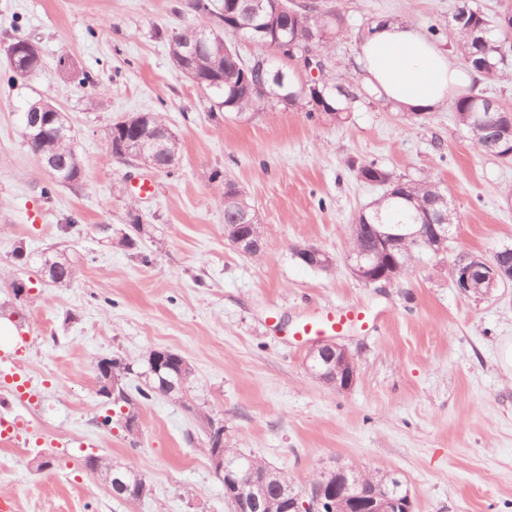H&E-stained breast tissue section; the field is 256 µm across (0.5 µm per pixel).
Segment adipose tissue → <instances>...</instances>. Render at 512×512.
<instances>
[{
	"label": "adipose tissue",
	"mask_w": 512,
	"mask_h": 512,
	"mask_svg": "<svg viewBox=\"0 0 512 512\" xmlns=\"http://www.w3.org/2000/svg\"><path fill=\"white\" fill-rule=\"evenodd\" d=\"M364 84L405 112H428L455 91L460 78L447 51L407 22L375 21L360 45Z\"/></svg>",
	"instance_id": "adipose-tissue-1"
}]
</instances>
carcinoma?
Wrapping results in <instances>:
<instances>
[{"label": "carcinoma", "instance_id": "obj_1", "mask_svg": "<svg viewBox=\"0 0 512 512\" xmlns=\"http://www.w3.org/2000/svg\"><path fill=\"white\" fill-rule=\"evenodd\" d=\"M253 0H224V13L215 11L213 0H189V7L196 20L185 27L176 28L168 36L169 52L176 70L186 66L202 80L197 88L213 96L216 104L226 112L237 115L254 114L271 105L285 109L300 108L310 121L318 117H334L338 121L346 119L347 112L358 101V95L336 84L332 71L322 72L318 83L312 84L303 92L296 87L288 72L278 73L271 70L260 77L252 65L240 58L232 43H211L195 57L184 61L181 57L183 43L199 38L201 32L214 29L219 36L236 32V26L249 21L250 27L239 35L261 43L278 42L289 47L300 57L312 49L319 56H327L334 42L346 33L344 14L333 6H327L318 0H310L291 10L281 11L275 0H267L265 10L252 13ZM460 29L466 37L457 41L461 55L467 65L479 71L487 78L503 75L506 63L503 62L502 48L507 40V31L501 27L491 29L476 0H460L453 15L450 29ZM29 56L32 65L26 73H13L11 80H26L35 77L44 70V61L40 47L31 43ZM224 74V83L217 85L212 79ZM457 122L470 134L474 148L483 151L485 144L481 128L512 126V103L496 102L491 110L475 100L472 91L457 95L451 104ZM30 147L45 158L55 159L63 171L74 175L82 172V161L75 145L74 133H68V139L59 140L48 129L40 141L29 142ZM357 180L383 188V193L368 204L356 223L360 224L359 236H350V246H370L374 242L372 226L375 224L416 223L425 224L429 215L441 209L438 195L444 192L440 184L428 177L419 179L397 175L393 171L373 161L348 162ZM423 255L417 247H412L409 255L398 257V263L391 265L388 256L378 257V265L389 271L394 279L403 278L414 260ZM139 375L144 377V385L138 387L137 395L143 401H150L162 395H169L166 379L148 372V363H143Z\"/></svg>", "mask_w": 512, "mask_h": 512}]
</instances>
